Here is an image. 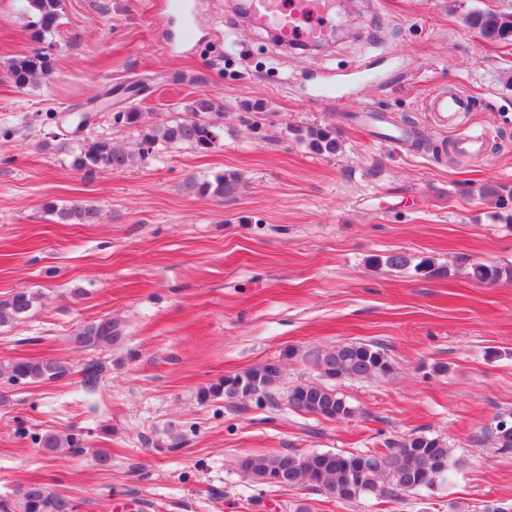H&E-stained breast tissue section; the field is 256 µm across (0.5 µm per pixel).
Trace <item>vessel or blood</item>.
<instances>
[{
    "label": "vessel or blood",
    "instance_id": "b4317fda",
    "mask_svg": "<svg viewBox=\"0 0 512 512\" xmlns=\"http://www.w3.org/2000/svg\"><path fill=\"white\" fill-rule=\"evenodd\" d=\"M248 21L275 34L289 47L313 45L322 40L336 10L334 0H246ZM469 96L441 86L425 102L426 111L444 125L453 124L457 114L469 111ZM457 154L481 155L489 148L485 133L466 134L453 142Z\"/></svg>",
    "mask_w": 512,
    "mask_h": 512
}]
</instances>
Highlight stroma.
<instances>
[{
  "mask_svg": "<svg viewBox=\"0 0 512 512\" xmlns=\"http://www.w3.org/2000/svg\"><path fill=\"white\" fill-rule=\"evenodd\" d=\"M192 2L188 40L165 0H61L38 42L22 0H0V300L39 296L0 326V363L55 356L75 368L8 387L0 499L38 480L78 512H293L302 499L311 512H483L512 501V454L483 441L512 412V280L470 275L475 263L512 265V43L464 23L512 0H345L354 36L310 54L247 24L232 0ZM36 50L52 79L15 87L9 62ZM440 85L473 100L452 129L424 110ZM106 90L113 110L151 124L207 94L224 138L205 153L162 146L121 172L75 170L85 142L137 145L111 112L77 130L82 104ZM365 112L437 143L487 127L489 151L473 160L389 141L358 122ZM311 124L335 128L336 154L295 139ZM230 171L233 199L189 186ZM487 183L509 193L506 208L479 196ZM76 201L97 209L95 223H58L56 209ZM397 252L410 266L370 263ZM426 258L445 275L418 274ZM103 316L124 325V344L74 350V330ZM351 342L383 348L394 375L337 380L357 409L345 422L290 409L289 387L318 378L308 353ZM271 360L285 365L275 404L198 402L200 388ZM92 362L102 371L88 386ZM48 432L81 435L85 453L46 451ZM416 432L449 440L462 465L450 484L385 504L256 485L237 465ZM100 448L109 466H97Z\"/></svg>",
  "mask_w": 512,
  "mask_h": 512,
  "instance_id": "1",
  "label": "stroma"
}]
</instances>
